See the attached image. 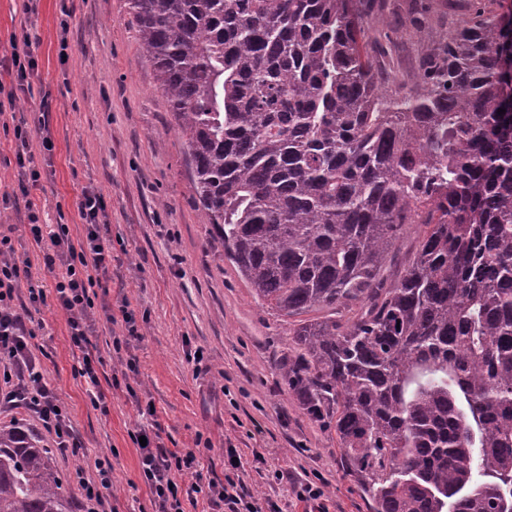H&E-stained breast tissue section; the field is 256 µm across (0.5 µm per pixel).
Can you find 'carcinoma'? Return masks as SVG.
<instances>
[{
  "label": "carcinoma",
  "mask_w": 512,
  "mask_h": 512,
  "mask_svg": "<svg viewBox=\"0 0 512 512\" xmlns=\"http://www.w3.org/2000/svg\"><path fill=\"white\" fill-rule=\"evenodd\" d=\"M494 2L448 0L467 18L405 66L400 25L363 0H131L214 241L296 318L281 379L373 512L512 502V19ZM406 224L427 232L387 285ZM0 512H73L16 421Z\"/></svg>",
  "instance_id": "1"
}]
</instances>
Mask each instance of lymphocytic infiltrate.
<instances>
[{
  "label": "lymphocytic infiltrate",
  "instance_id": "f902f5d3",
  "mask_svg": "<svg viewBox=\"0 0 512 512\" xmlns=\"http://www.w3.org/2000/svg\"><path fill=\"white\" fill-rule=\"evenodd\" d=\"M15 140L14 164L18 174L17 187L21 195H29L39 186L41 173L33 162L34 152L52 153L54 142L48 130H32L26 121L13 125ZM78 216L85 234L72 239L67 225L44 229L36 212H28L29 232L43 251L44 265L56 274V306L67 317L72 344L82 353L79 374L97 382L100 355L90 351V337L96 325L97 289L100 275L112 263V241L108 235L106 205L103 195L93 188L84 189L77 205ZM29 261L15 258L9 235L0 233V356L9 364L0 370V383L6 389L0 401L22 405L33 412L44 429L51 433L57 447L78 453L76 441L66 411L44 375L37 370L30 341L34 329L26 327L14 300L23 281L30 278ZM223 482L192 485L196 494H204L210 512H282L271 500L259 501L244 488L240 465L235 462V450H228ZM199 462L194 452L185 453L161 447L155 438H148L139 449V467L147 484L153 512H185L179 497L178 480L195 472Z\"/></svg>",
  "mask_w": 512,
  "mask_h": 512
}]
</instances>
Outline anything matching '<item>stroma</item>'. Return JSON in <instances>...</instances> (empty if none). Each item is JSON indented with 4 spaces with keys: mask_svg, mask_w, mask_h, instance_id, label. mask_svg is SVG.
<instances>
[{
    "mask_svg": "<svg viewBox=\"0 0 512 512\" xmlns=\"http://www.w3.org/2000/svg\"><path fill=\"white\" fill-rule=\"evenodd\" d=\"M59 0H0V226L10 228L18 259H30L32 283L48 303L25 312L41 372L66 406L80 445L79 455L44 444L74 506L82 498L76 469L95 478V461L112 462V485L104 495L116 512H152L151 496L139 470L130 434L155 425L163 447L194 449L198 438L203 477L224 479L227 446H234L246 472L247 489L272 500L283 512H304L293 485L310 481L324 489L328 512H372L373 501L346 476L333 432L311 420L288 392L277 362L289 347L288 324L261 306L245 280L210 236L175 119L157 87L155 71L143 56L129 0H74L68 29H61ZM29 37L37 68L33 91H17L11 75V42ZM68 59L60 61L61 43ZM29 126L46 123L55 143L52 159L35 154L44 174L28 198L17 188L14 138L3 128L12 116ZM98 189L106 202L112 264L108 294L96 304L92 349L105 360L98 384L78 375L81 352L73 347L66 315L54 303L55 279L24 226L27 208L43 222L67 225L72 238L82 226L77 204L84 188ZM128 305L140 317V341L132 350L137 373L128 385L114 376L122 365L113 337L125 332L110 323L108 310ZM201 361H194L195 351ZM101 394V406L91 402ZM153 402V418L139 403ZM266 466H258L256 455ZM287 473L284 481L270 472Z\"/></svg>",
    "mask_w": 512,
    "mask_h": 512,
    "instance_id": "stroma-1",
    "label": "stroma"
}]
</instances>
